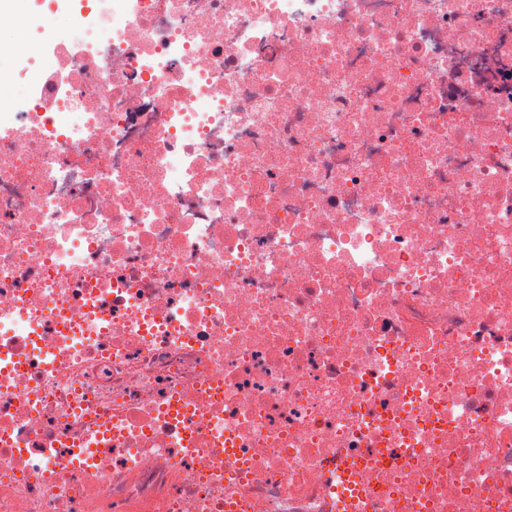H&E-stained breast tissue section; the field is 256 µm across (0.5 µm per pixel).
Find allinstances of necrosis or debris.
Here are the masks:
<instances>
[{
  "label": "necrosis or debris",
  "instance_id": "1",
  "mask_svg": "<svg viewBox=\"0 0 512 512\" xmlns=\"http://www.w3.org/2000/svg\"><path fill=\"white\" fill-rule=\"evenodd\" d=\"M0 512H512V0H0Z\"/></svg>",
  "mask_w": 512,
  "mask_h": 512
}]
</instances>
